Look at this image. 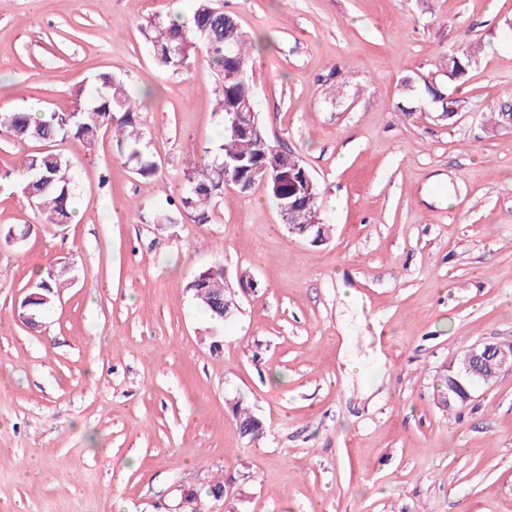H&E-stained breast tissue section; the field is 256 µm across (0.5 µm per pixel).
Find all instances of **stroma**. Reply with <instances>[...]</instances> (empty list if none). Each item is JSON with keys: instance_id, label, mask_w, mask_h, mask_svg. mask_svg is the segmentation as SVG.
Masks as SVG:
<instances>
[{"instance_id": "stroma-1", "label": "stroma", "mask_w": 512, "mask_h": 512, "mask_svg": "<svg viewBox=\"0 0 512 512\" xmlns=\"http://www.w3.org/2000/svg\"><path fill=\"white\" fill-rule=\"evenodd\" d=\"M212 5L264 36L259 117L330 236L288 233L261 187L225 188L210 223L154 224L223 133L205 54L162 71L140 32L193 0H0V109L64 111L112 73L161 165L138 176L108 132L61 143L80 177L63 226L0 186V229L31 228L0 240V512H176L230 476L214 512H512V370L437 400L465 347L512 341V122L490 121L512 108V0ZM465 42L480 59L455 88ZM214 264L254 282L221 323L187 289ZM47 268L65 284L32 329L19 304ZM239 399L262 438L240 435Z\"/></svg>"}]
</instances>
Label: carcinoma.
I'll return each mask as SVG.
<instances>
[{
	"instance_id": "cac0c4a2",
	"label": "carcinoma",
	"mask_w": 512,
	"mask_h": 512,
	"mask_svg": "<svg viewBox=\"0 0 512 512\" xmlns=\"http://www.w3.org/2000/svg\"><path fill=\"white\" fill-rule=\"evenodd\" d=\"M142 35L151 48L155 65L173 74L187 68L197 48L205 50L209 62L222 73V92L218 98V111L224 113L223 140L213 150V156L200 167L185 173V190L179 197L175 211L158 214L166 224H177L187 217L195 223L209 221L211 203L224 194V186H236L246 180V171L230 170L224 173V161L242 157L258 159L277 154L284 171L296 180L302 179L305 166L290 149L272 144L262 123L247 135L236 132V105L252 101L255 91L248 76V63L255 48V39L249 38L236 19L213 10L210 0H195L190 26L173 21L155 20L142 28ZM477 64L475 47L460 45L456 57L448 65V83L461 86L469 71ZM95 94L86 100L76 95L72 109L55 112L48 120L34 116L28 110L0 111V136L16 142L38 141L46 149L23 158L18 174L0 172V182L19 181L31 209L45 217L49 224H66L72 217V200L76 187L71 181V161L55 149L58 142L74 139L92 144L101 132L112 131L126 164L141 177L157 174L158 162L146 153V133L136 119L137 108L128 95L123 81L109 72L94 78ZM278 208L296 202L305 212L320 210V189L307 197L294 196V186L285 182L277 189H269ZM59 287V274L48 269L29 288L28 294L40 296L38 300H21L20 311L40 321L55 307ZM193 299L211 317L220 321L228 318L224 302L233 300L235 293L224 285V268L213 265L195 272L187 285ZM234 418L241 435L255 439L264 434L261 419L248 407L238 402L233 406Z\"/></svg>"
}]
</instances>
